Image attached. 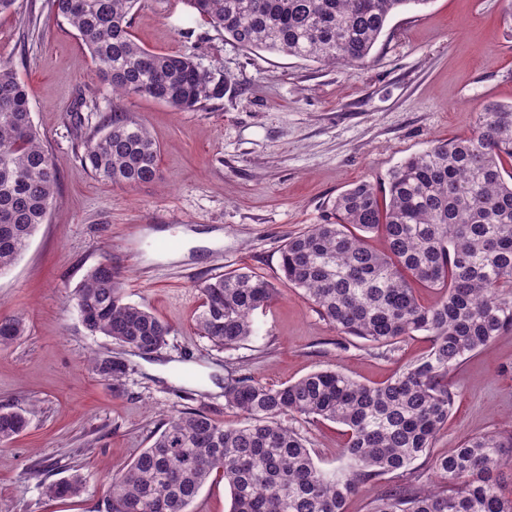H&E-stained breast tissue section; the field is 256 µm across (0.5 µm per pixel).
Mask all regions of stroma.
I'll list each match as a JSON object with an SVG mask.
<instances>
[{
  "label": "stroma",
  "mask_w": 512,
  "mask_h": 512,
  "mask_svg": "<svg viewBox=\"0 0 512 512\" xmlns=\"http://www.w3.org/2000/svg\"><path fill=\"white\" fill-rule=\"evenodd\" d=\"M131 33L154 52L185 53L224 81V96L190 112L156 100L114 99L77 32L51 0H18L0 14V60L24 84L34 124L60 162L59 190L14 266L0 274V318L23 317L25 335L0 351V406L27 429L0 449V512H102L103 481L150 446L176 409L219 422L227 379L270 385L340 367L366 384L424 355L430 339L379 348L334 329L301 290L281 286L234 349L195 330L199 282L238 268L276 279L288 237L322 223L353 183H386L404 159L437 140L473 134L483 104L512 102V0H429L394 14L370 60L351 69L224 38L186 0H139ZM142 122L160 147L158 180L110 186L80 160L82 143L113 106ZM122 276L128 302L172 333L144 357L90 335L65 298L100 263ZM117 356L126 386L88 371L89 356ZM448 428L413 469L460 439L512 422V332L457 365ZM316 461L338 465L346 438L332 422L299 423ZM82 474L81 493L48 498L47 483Z\"/></svg>",
  "instance_id": "35a3bbf8"
}]
</instances>
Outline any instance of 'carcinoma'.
<instances>
[{
  "instance_id": "1",
  "label": "carcinoma",
  "mask_w": 512,
  "mask_h": 512,
  "mask_svg": "<svg viewBox=\"0 0 512 512\" xmlns=\"http://www.w3.org/2000/svg\"><path fill=\"white\" fill-rule=\"evenodd\" d=\"M139 0H52L99 62L114 96L137 95L178 111L224 96V81L183 53L138 45L130 16ZM428 0H188L213 27L246 49L355 68L364 64L390 17ZM160 147L130 113L112 108L101 133L84 141L81 161L98 179L133 186L159 177ZM59 162L33 123L24 85L0 62V272L45 223ZM383 240L375 248L373 238ZM278 281L300 289L316 312L346 336L393 349L417 332L431 338L422 357L369 385L338 369L273 386L248 376L224 383L221 423L195 409L173 411L151 445L113 474L105 512H188L203 485L221 475L230 512H346L350 496L384 475L410 470L448 426L456 394L448 372L512 331V103L488 102L476 131L437 140L406 158L379 190L361 181L339 194L321 224L280 251ZM196 330L231 349L256 332L254 314L279 293L275 282L238 269L197 285ZM438 297L424 304L417 289ZM71 299L85 328L141 355L167 344L169 325L125 300L109 263L93 267ZM25 333L22 318L0 319V348ZM92 370L119 392L128 369L91 357ZM345 428L342 463L326 470L293 423ZM26 417L0 407V446ZM434 482H409L378 497L370 512H512V430L461 440L433 460ZM80 474L45 486L50 498L79 494Z\"/></svg>"
}]
</instances>
